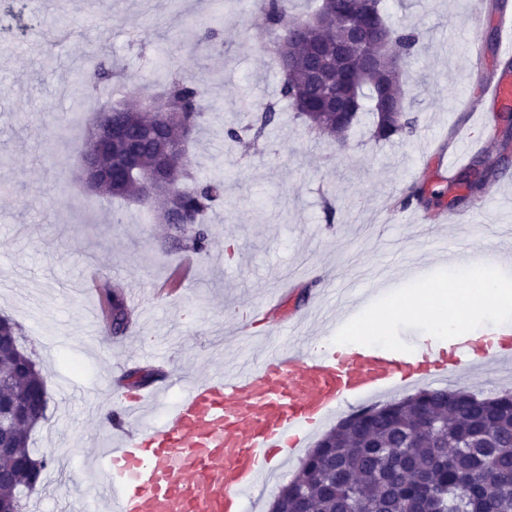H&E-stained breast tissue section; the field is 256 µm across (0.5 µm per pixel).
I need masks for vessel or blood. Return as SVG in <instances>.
Instances as JSON below:
<instances>
[{"instance_id": "obj_1", "label": "vessel or blood", "mask_w": 512, "mask_h": 512, "mask_svg": "<svg viewBox=\"0 0 512 512\" xmlns=\"http://www.w3.org/2000/svg\"><path fill=\"white\" fill-rule=\"evenodd\" d=\"M476 108L512 105V72L477 85ZM468 343H436L424 356L358 344L323 349L295 337L260 363L243 359L190 381L143 426L115 412L108 446L90 459L102 474L95 501L68 512H254L263 472L283 465L345 405L473 366Z\"/></svg>"}]
</instances>
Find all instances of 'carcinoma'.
<instances>
[{"instance_id":"obj_1","label":"carcinoma","mask_w":512,"mask_h":512,"mask_svg":"<svg viewBox=\"0 0 512 512\" xmlns=\"http://www.w3.org/2000/svg\"><path fill=\"white\" fill-rule=\"evenodd\" d=\"M379 25L387 28L404 69L350 68L342 80V91L352 110L337 115L326 107L317 92L309 60L314 42L293 36L296 24L321 13L336 10L337 0H317L313 13L303 19L288 15L287 0H261L275 51L288 49L295 66L283 76L280 96L293 116L307 130L335 139L343 145L365 115L372 117L370 137L391 141L413 136L419 118L405 103L402 85L418 55L419 36L394 27L386 18L382 0H357ZM331 52L346 41L342 29H326L317 36ZM112 77V65L98 58L85 80L100 85ZM180 107L179 120L198 127L207 110L206 90L197 80L173 74L165 86ZM248 121L224 127V139L247 149H258L271 127L281 119L278 105L245 104ZM156 115L118 109L112 122L122 126L126 140L105 156L112 158V188L104 194L130 199L136 191L126 176L134 159L143 176L158 166L160 140L155 134ZM184 154L167 157L165 172L174 185L178 207L164 206L154 214L167 227L170 247L193 253L206 252L213 244L205 215L224 198L226 183L218 175L200 180L183 164ZM500 169L469 168L456 176L449 187L463 193L449 205L469 202L483 194ZM108 318L115 335L123 334L133 310L118 286L106 295ZM45 384L39 369L27 366L24 350H0V387L27 399ZM29 430L11 436V444L25 455L27 467L11 468L13 482L0 486V496L10 497L15 487H29V472L41 473L46 462L36 461L27 449ZM358 501L365 512H512V393L503 391L480 398L470 392L437 388L420 390L356 410L326 433L307 455L299 473L285 485L275 507L280 512H349Z\"/></svg>"}]
</instances>
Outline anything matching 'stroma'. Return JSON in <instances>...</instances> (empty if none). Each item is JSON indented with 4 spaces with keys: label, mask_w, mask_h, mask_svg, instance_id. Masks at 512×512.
Returning <instances> with one entry per match:
<instances>
[{
    "label": "stroma",
    "mask_w": 512,
    "mask_h": 512,
    "mask_svg": "<svg viewBox=\"0 0 512 512\" xmlns=\"http://www.w3.org/2000/svg\"><path fill=\"white\" fill-rule=\"evenodd\" d=\"M485 5L385 0L389 22L421 37L404 86L419 117L413 137L377 143L363 126L339 153L287 117L260 151L246 153L225 142L223 128L245 122L242 94L277 100L282 78L262 12L231 0L233 18L215 49L202 40L214 18L208 0H0V28L15 37L0 49V315L22 327L46 378L47 419L32 432L30 451L46 458L56 482L33 491L40 512H59L63 499L91 490L83 440L109 426L134 395L131 369L153 372V386L168 385L166 399L174 401L182 374L201 376L246 354L256 359L282 343L277 322L304 316L319 292L328 298L307 332L329 336L331 319L349 305L344 288H377L393 278L419 289L446 276L443 244L493 251L501 264L485 276L512 278V168L493 185L501 205L479 222L441 221L451 161L499 159L498 147L482 143L504 119L485 125L463 102L474 79L461 22ZM97 56L111 59L117 74L92 90L76 74ZM174 72L204 84L212 104L185 162L198 178L221 172L227 180L223 200L206 216L213 251L224 254L219 265L213 251H168L149 208L90 193L80 179L75 144L95 118L86 99L148 102ZM420 186L441 197L418 205L425 221L410 224L399 201ZM289 278L293 288L278 315H258ZM115 284L137 300L122 336L95 314ZM351 331L401 348L409 337L429 335L430 326L406 312L377 324L367 311ZM445 385L481 396L512 391V363L466 369Z\"/></svg>",
    "instance_id": "1"
}]
</instances>
